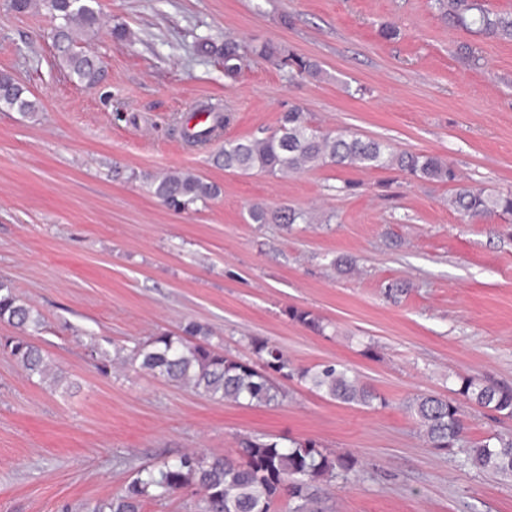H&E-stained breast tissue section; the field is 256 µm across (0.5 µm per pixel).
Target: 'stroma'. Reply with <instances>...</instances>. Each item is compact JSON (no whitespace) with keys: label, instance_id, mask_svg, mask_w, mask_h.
Returning <instances> with one entry per match:
<instances>
[{"label":"stroma","instance_id":"1","mask_svg":"<svg viewBox=\"0 0 512 512\" xmlns=\"http://www.w3.org/2000/svg\"><path fill=\"white\" fill-rule=\"evenodd\" d=\"M10 2L0 71L40 109L0 110V280L41 312L34 340L65 380L49 386L0 351V512H86L140 467L192 450L234 458L264 435L357 460L359 480L317 486L319 512H512V478L475 468L462 447H430L405 408L449 395L461 376L512 390V217L467 220L448 206L460 187L512 192V40L450 27L435 0H97L102 24L81 47L106 78L88 88L61 65L46 10ZM389 24L397 38L382 37ZM118 25L130 40L113 38ZM201 37L237 40L236 78L196 53ZM266 43L321 75L289 80L281 60L253 55ZM211 104L230 118L221 139L192 146L173 133ZM296 105L312 127L440 156L458 181L216 164L226 140L270 135ZM186 170L221 193L177 212L147 178ZM255 204L315 221L254 224ZM340 257L353 268L335 269ZM190 321L233 358H252L260 338L297 368L348 366L386 404L337 403L285 378L279 406L218 402L134 368L101 373L88 355ZM463 410L464 441L512 434V419Z\"/></svg>","mask_w":512,"mask_h":512}]
</instances>
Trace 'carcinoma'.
<instances>
[{"instance_id": "cac0c4a2", "label": "carcinoma", "mask_w": 512, "mask_h": 512, "mask_svg": "<svg viewBox=\"0 0 512 512\" xmlns=\"http://www.w3.org/2000/svg\"><path fill=\"white\" fill-rule=\"evenodd\" d=\"M445 10L448 23L470 32L512 40V12H492L481 0H437ZM18 12L45 8L59 24L53 37L60 60L70 74L91 88L104 78L99 58L90 52L74 51L84 37L98 29L99 12L92 0H13ZM202 54L223 53L224 75L233 78L242 68L239 46L227 41L217 48L208 38L197 41ZM292 75H316L317 64L288 56ZM0 107L24 114L38 111V103L7 72H0ZM213 124L202 130L187 126L183 137L190 143H205L220 137L227 116L213 108ZM226 170L267 175L304 172L326 164L357 169H392L419 180L452 183L458 180L455 169L445 159L430 154L398 151L390 145L362 139L346 130L320 131L310 127L297 107L283 113L277 132L252 139L224 141V150L215 158ZM153 194L168 207L184 211L220 194V187L194 173L165 175L150 182ZM457 212L468 218L512 216V193H487L463 188L451 197ZM254 224H290L308 222L307 214L291 208L250 207ZM290 319L321 331L319 320L309 311L291 308ZM0 322L22 330L39 332L43 320L38 309L20 299L14 289L0 280ZM256 360L235 359L213 348L208 331L196 322L182 327V334L163 333L133 346H117L110 352L100 345L91 348L98 368L105 372L116 359L145 370L166 382L190 388L196 394L215 401L245 402L249 405L277 406L283 398L268 372L298 377L331 400L349 405L373 407L385 405L382 398L350 368L336 363L295 369L277 347L265 340H251ZM4 350L29 375L43 382L60 381L59 369L40 347L17 338L3 344ZM455 397L420 394L408 402L420 432L433 448L448 450L461 440L465 430L458 398L512 418V390L497 389L471 376L459 378ZM467 461L480 470H492L512 476V435H498L476 442L467 449ZM358 462L350 456L334 457L317 448L312 441H292L286 445L276 439H248L238 458L198 453L183 454L157 468H143L117 495L94 504L91 512H142L145 500H162L177 493L192 491L200 497V512H276L285 503L288 512H315V485L330 484L337 478L358 476Z\"/></svg>"}]
</instances>
